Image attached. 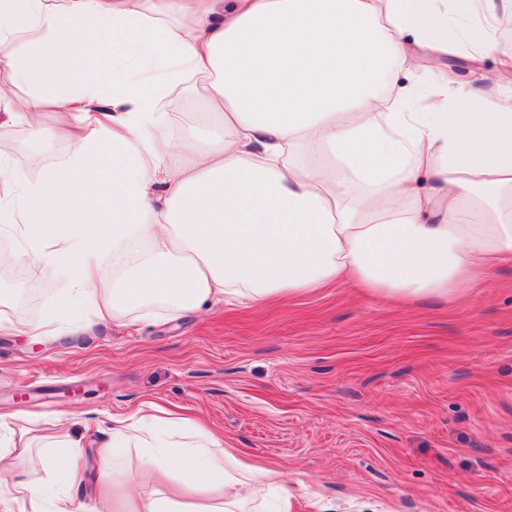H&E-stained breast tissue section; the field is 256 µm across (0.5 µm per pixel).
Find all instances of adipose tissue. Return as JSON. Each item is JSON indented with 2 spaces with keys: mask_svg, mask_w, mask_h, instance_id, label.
Here are the masks:
<instances>
[{
  "mask_svg": "<svg viewBox=\"0 0 512 512\" xmlns=\"http://www.w3.org/2000/svg\"><path fill=\"white\" fill-rule=\"evenodd\" d=\"M512 0H0V128L70 151L38 176L0 149L9 264L67 282L43 316L0 310V333L55 337L198 312L232 299L349 285L397 303L447 299L512 262V92L457 86L488 53ZM206 79L207 147L169 107ZM65 114L50 127L42 113ZM112 261L111 287L100 270ZM124 420L110 444L66 440L50 479L0 446V512H244L286 474L225 447L200 423ZM143 445L139 469L116 455ZM170 491L147 493L140 470Z\"/></svg>",
  "mask_w": 512,
  "mask_h": 512,
  "instance_id": "1",
  "label": "adipose tissue"
}]
</instances>
